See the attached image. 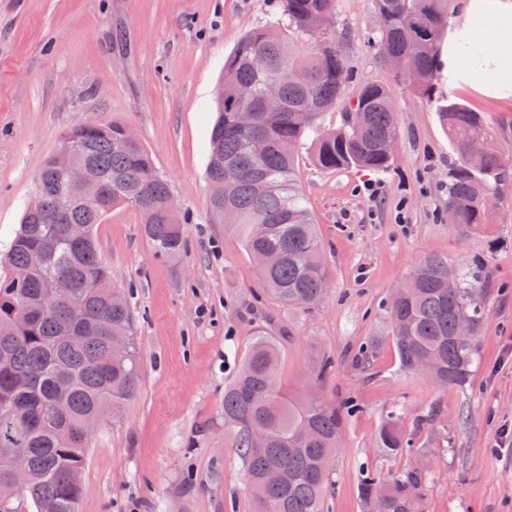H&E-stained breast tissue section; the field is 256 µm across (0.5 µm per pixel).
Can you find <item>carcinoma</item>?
<instances>
[{"label": "carcinoma", "instance_id": "cac0c4a2", "mask_svg": "<svg viewBox=\"0 0 512 512\" xmlns=\"http://www.w3.org/2000/svg\"><path fill=\"white\" fill-rule=\"evenodd\" d=\"M378 24L365 46L401 59L396 82L438 102V116L456 154L448 170V221L478 227L487 223L482 198L493 194L512 169L480 116L462 104L436 96L441 33L448 22V0H375ZM336 0H282L286 28L269 25L247 33L224 61L217 95L218 118L210 137L208 178L224 179V198L209 199L225 228L234 232L254 259L259 279L279 302L307 308L326 294L327 271L320 258L315 218L300 190L296 157L307 131L336 106L350 79L340 38L323 35ZM280 85L281 106L268 111L265 86ZM249 88L248 100L240 90ZM255 114L244 129L237 113ZM127 125L80 126L66 133L57 151L39 169L40 185L7 252L9 267L29 270L17 280H0V397L23 408L17 418L0 406V512H12L17 495L30 499L33 512H78L82 487L69 481L85 467L90 440L81 426L99 406L118 408L137 392L139 361L131 336L132 316L121 289L112 286L94 226L117 206H131L143 218L155 248L170 257L185 244L186 213L167 210L172 194L142 143L126 141ZM399 128L387 86L363 85L344 124L321 133L315 164L329 171L354 167L383 172L392 160L388 141ZM266 142L257 155L251 140ZM81 146L103 182L101 199L90 205L64 203L62 167L73 159L63 145ZM70 224H84L87 238H68ZM52 239L51 256L39 255ZM442 259L429 257L407 278L387 305L391 336L400 364L416 371L426 359L443 375V384L463 386L474 363V344L484 320L477 286L462 274L439 278ZM473 322L459 335L458 318ZM123 338L128 349L110 353ZM280 350L258 334L224 385V424L236 432V447L246 464L248 484L262 487L255 512H324L331 465L339 447L341 416L314 395L291 397L280 389ZM380 447L392 456L410 451L394 416L378 433ZM23 448L31 458L28 483L10 482L4 449ZM429 469L414 465L382 478L367 471L359 485L366 508L379 512H424Z\"/></svg>", "mask_w": 512, "mask_h": 512}]
</instances>
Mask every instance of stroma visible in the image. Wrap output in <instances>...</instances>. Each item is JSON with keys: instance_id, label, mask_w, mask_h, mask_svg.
Listing matches in <instances>:
<instances>
[{"instance_id": "1", "label": "stroma", "mask_w": 512, "mask_h": 512, "mask_svg": "<svg viewBox=\"0 0 512 512\" xmlns=\"http://www.w3.org/2000/svg\"><path fill=\"white\" fill-rule=\"evenodd\" d=\"M282 17L281 0H0V276L35 192V175L72 127L116 120L133 128L190 216L186 248L157 251L130 206L95 231L112 283L126 293L140 357L135 398L93 436L79 512H254L224 383L257 332L281 350L289 393L313 392L343 418L325 512H364L363 468L390 475L419 463L431 475L425 512H512V178L490 222L449 223L448 167L456 155L435 102L405 91L364 46L374 0H336L329 32L352 77L320 118L339 128L363 84L389 85L399 118L389 171H325L313 143L298 153L300 187L320 229L329 290L316 306L264 294L241 241L209 208V137L224 59L247 32ZM438 91L480 114L512 156V100L471 87ZM477 271L485 316L470 384L441 386L399 363L385 303L426 258ZM331 358L327 378L316 363ZM413 455L378 444L387 416Z\"/></svg>"}]
</instances>
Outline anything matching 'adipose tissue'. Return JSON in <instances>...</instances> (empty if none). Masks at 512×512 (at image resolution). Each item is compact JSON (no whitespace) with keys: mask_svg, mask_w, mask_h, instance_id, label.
<instances>
[{"mask_svg":"<svg viewBox=\"0 0 512 512\" xmlns=\"http://www.w3.org/2000/svg\"><path fill=\"white\" fill-rule=\"evenodd\" d=\"M464 21L447 28L442 63L452 87L512 100V0H463Z\"/></svg>","mask_w":512,"mask_h":512,"instance_id":"obj_1","label":"adipose tissue"}]
</instances>
